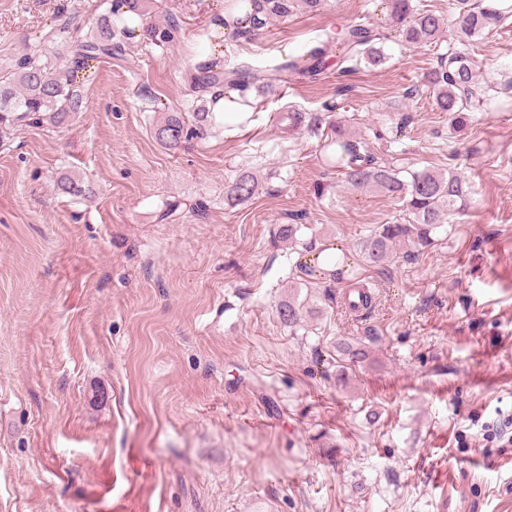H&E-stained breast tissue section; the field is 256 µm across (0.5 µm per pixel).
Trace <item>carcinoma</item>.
<instances>
[{
    "label": "carcinoma",
    "instance_id": "1",
    "mask_svg": "<svg viewBox=\"0 0 512 512\" xmlns=\"http://www.w3.org/2000/svg\"><path fill=\"white\" fill-rule=\"evenodd\" d=\"M251 9L241 19L227 11L214 24L234 29L237 37H252L275 19L288 18L298 12L312 10L320 0H244ZM390 20L401 41L409 45L437 44L449 29L448 21L439 11L412 0H386ZM108 8L94 26L84 35L69 42L67 57L51 65L42 55L24 53L11 63L0 66V138L24 124L48 125L62 128L82 111L84 98L79 72L90 63L123 59L127 55V40L134 37L127 18L141 19V36L146 43L159 48L171 47L180 41L182 28L179 20L169 15L164 22L151 20L155 0H107ZM459 17L455 34L448 42L447 51L440 54L438 66L427 77L426 87L432 91L434 104L448 113V121L458 124L465 113L491 104L492 88L479 79L477 63L468 46L484 37L502 20L512 16L508 0H456ZM385 36L370 21V16L342 31L335 40L323 41L308 50L290 55L281 62L257 69L245 62L225 66L219 59L208 60L190 74L195 101L189 112L192 120H185L182 112H169L153 129L155 139L168 150H177L192 139H202L214 129L216 122L208 107L206 93L222 88L237 91L241 103H248L247 92L272 91L288 84V79L302 75L319 79L328 62L348 72L361 66L377 67L385 63L383 46ZM336 167L342 170L347 183L355 188H375L402 201L406 216L403 224H383L363 243L366 262L374 268L386 266L400 247L405 257L426 249L435 243L436 231L449 224L464 210L470 194L465 180L453 169L424 168L406 170L380 164L370 153L367 143L336 128ZM258 190V181L251 173H244L225 191L232 201L244 202ZM280 319L290 327L302 322L300 305L293 300L282 301L278 307ZM348 365L364 362L368 346L363 343L341 347Z\"/></svg>",
    "mask_w": 512,
    "mask_h": 512
}]
</instances>
